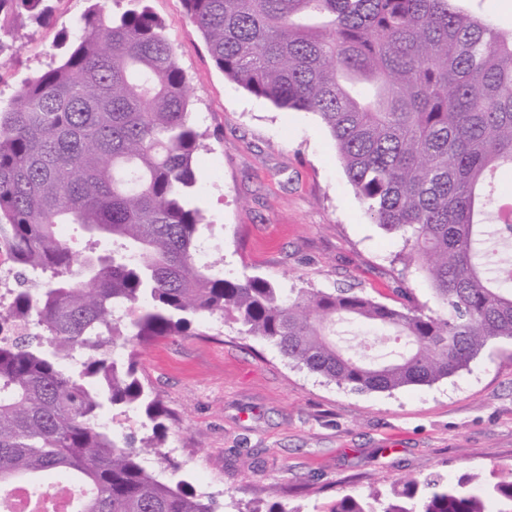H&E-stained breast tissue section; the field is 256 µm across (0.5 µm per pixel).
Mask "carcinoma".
I'll return each mask as SVG.
<instances>
[{
	"label": "carcinoma",
	"mask_w": 512,
	"mask_h": 512,
	"mask_svg": "<svg viewBox=\"0 0 512 512\" xmlns=\"http://www.w3.org/2000/svg\"><path fill=\"white\" fill-rule=\"evenodd\" d=\"M52 0H0V59L14 19L45 21ZM215 65L250 94L316 113L373 223L404 241L439 311L348 290L284 297L261 276L198 262L190 90L161 20L144 0L108 16L92 4L62 60L0 107V249L17 287L0 304V512L26 485L87 490L73 512H214L166 457L169 414L138 376V348L229 319L283 356L358 392L431 385L512 340V222L497 182L512 172V34L455 0H183ZM78 224V259L58 232ZM349 316L391 331L393 358L366 362L326 330ZM139 412L136 447L101 423L107 405ZM328 512H512V470L450 483L405 478L384 493L345 492Z\"/></svg>",
	"instance_id": "1"
}]
</instances>
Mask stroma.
Returning a JSON list of instances; mask_svg holds the SVG:
<instances>
[{
  "label": "stroma",
  "mask_w": 512,
  "mask_h": 512,
  "mask_svg": "<svg viewBox=\"0 0 512 512\" xmlns=\"http://www.w3.org/2000/svg\"><path fill=\"white\" fill-rule=\"evenodd\" d=\"M164 24L205 131L195 202L226 275H258L283 294L352 288L395 304L410 288L436 304L420 274L401 278L399 235L374 224L319 116L275 107L225 78L182 0H146ZM89 0H56L51 19L14 30L19 51L0 67V102L57 64L60 36ZM188 336L140 350L139 375L168 410L166 463L149 469L191 483L216 512L253 499L324 512L345 490H385L405 475L512 469V341L491 345L457 374L393 392H355L288 361L236 326L193 320ZM277 485V497L266 489Z\"/></svg>",
  "instance_id": "35a3bbf8"
}]
</instances>
